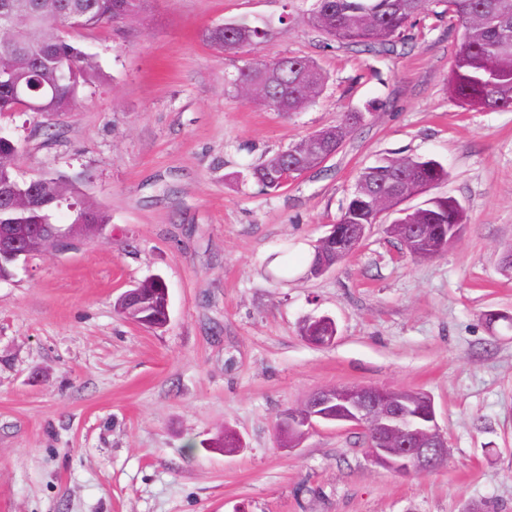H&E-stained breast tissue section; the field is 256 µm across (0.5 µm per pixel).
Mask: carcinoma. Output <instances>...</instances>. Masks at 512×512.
<instances>
[{
	"instance_id": "obj_1",
	"label": "carcinoma",
	"mask_w": 512,
	"mask_h": 512,
	"mask_svg": "<svg viewBox=\"0 0 512 512\" xmlns=\"http://www.w3.org/2000/svg\"><path fill=\"white\" fill-rule=\"evenodd\" d=\"M145 0H28L15 18V27L27 34L9 52L0 51V113L29 112L34 104L40 112H70L80 102V88L98 76L92 57L77 44L59 41L50 24L53 14L73 13L82 29L93 31L105 25L127 22L138 14ZM441 7L452 14L465 34L458 40L448 86L452 96L467 110H483L490 102L496 111L512 110V0H315L308 23L327 38L370 51L390 50L413 26L426 6ZM267 26L249 21H231L205 30L204 37L226 53L255 49L267 41ZM325 84V74L310 59L285 57V63L261 67L253 63L240 70L234 85L276 112L292 115L314 102ZM370 108L343 113L342 119L321 129L326 144L340 146L353 133L357 121ZM324 158L312 138L275 153L248 170L247 177L263 191L276 192L288 185V169L296 165L312 170ZM448 181V169L431 158L379 159L362 169L337 223L352 237L359 224H378L392 210L395 218L388 232L413 259L428 248L434 258L455 241L452 225L466 223L463 205L452 197L437 196L413 210L397 207L399 195L430 189ZM69 190L46 176L34 195L22 204L0 208V232L14 224H42L53 211L67 205L72 220L86 224H108L109 215L100 207L68 201ZM292 247L285 243L274 254L279 259L277 278L286 281L291 272ZM351 255L337 240L316 245L307 274L323 257L335 266ZM146 314L156 328L167 324L168 287L161 277L137 285Z\"/></svg>"
}]
</instances>
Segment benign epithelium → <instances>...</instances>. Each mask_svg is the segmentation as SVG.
<instances>
[{"mask_svg":"<svg viewBox=\"0 0 512 512\" xmlns=\"http://www.w3.org/2000/svg\"><path fill=\"white\" fill-rule=\"evenodd\" d=\"M36 182L34 178L0 188V200L11 204L32 193ZM41 228L46 245L68 249L74 245L78 233L100 235L106 225L48 222ZM30 238L25 225L20 226L16 234L0 236V260L17 262L27 258ZM121 301L132 310L128 319L145 325L141 300L126 290ZM331 423H344L361 430L367 439L365 454L387 471L428 474L448 465L444 435L437 423L434 405L425 394L413 407L386 397L377 387L353 386L343 395L335 389H323L311 395L303 407L284 413L279 429L293 434L298 442L311 430Z\"/></svg>","mask_w":512,"mask_h":512,"instance_id":"benign-epithelium-1","label":"benign epithelium"}]
</instances>
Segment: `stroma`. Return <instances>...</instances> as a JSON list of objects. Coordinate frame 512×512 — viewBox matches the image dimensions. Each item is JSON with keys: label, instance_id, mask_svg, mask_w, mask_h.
<instances>
[{"label": "stroma", "instance_id": "obj_1", "mask_svg": "<svg viewBox=\"0 0 512 512\" xmlns=\"http://www.w3.org/2000/svg\"><path fill=\"white\" fill-rule=\"evenodd\" d=\"M312 5L147 0L124 26L73 34L100 69L78 110L0 116L20 147L17 179L62 178L111 218L103 237L47 249L0 280V512H512V111L452 98V19L426 17L369 54L310 27ZM234 19L274 33L239 53L204 39ZM286 55L327 75L289 117L233 85ZM367 105L322 168L276 192L248 178V165ZM388 156L447 166L429 196L463 204L459 237L413 259L370 225L350 257L308 276L357 173ZM285 242L302 270L281 281L268 261ZM155 275L170 298L157 330L113 307ZM320 316L337 327L326 347L302 334ZM353 385L428 394L447 466L385 471L345 424L278 445L283 412ZM225 430L243 449L206 450Z\"/></svg>", "mask_w": 512, "mask_h": 512}]
</instances>
